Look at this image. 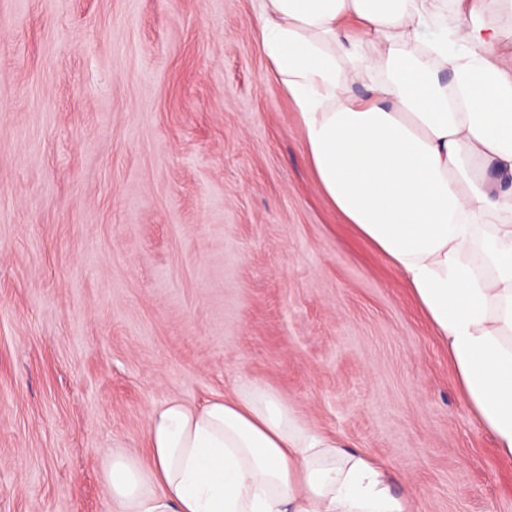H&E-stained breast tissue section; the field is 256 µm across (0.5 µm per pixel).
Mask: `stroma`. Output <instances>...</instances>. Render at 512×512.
I'll use <instances>...</instances> for the list:
<instances>
[{
  "label": "stroma",
  "mask_w": 512,
  "mask_h": 512,
  "mask_svg": "<svg viewBox=\"0 0 512 512\" xmlns=\"http://www.w3.org/2000/svg\"><path fill=\"white\" fill-rule=\"evenodd\" d=\"M255 0H0V512H116L151 412L242 377L387 463L410 512H512L402 275L324 200Z\"/></svg>",
  "instance_id": "stroma-1"
}]
</instances>
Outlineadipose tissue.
<instances>
[{
	"instance_id": "obj_1",
	"label": "adipose tissue",
	"mask_w": 512,
	"mask_h": 512,
	"mask_svg": "<svg viewBox=\"0 0 512 512\" xmlns=\"http://www.w3.org/2000/svg\"><path fill=\"white\" fill-rule=\"evenodd\" d=\"M455 2L444 23L441 0H257L259 49L324 199L402 274L512 461V62L495 52L512 24ZM147 446L105 462L118 512H409L373 458L252 379L170 399Z\"/></svg>"
}]
</instances>
